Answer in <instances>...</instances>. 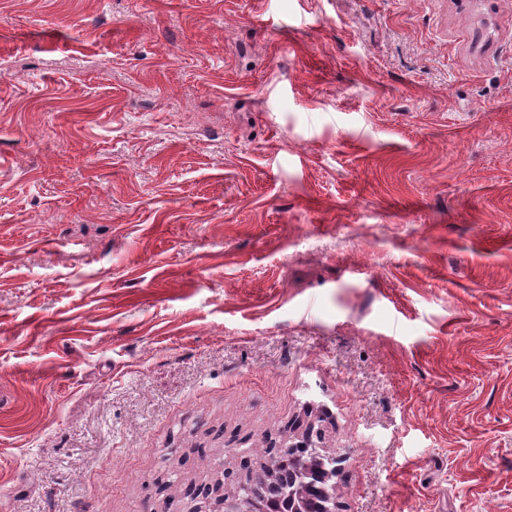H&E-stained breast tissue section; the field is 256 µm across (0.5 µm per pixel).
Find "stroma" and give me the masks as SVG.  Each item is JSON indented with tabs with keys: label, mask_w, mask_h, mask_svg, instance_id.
<instances>
[{
	"label": "stroma",
	"mask_w": 512,
	"mask_h": 512,
	"mask_svg": "<svg viewBox=\"0 0 512 512\" xmlns=\"http://www.w3.org/2000/svg\"><path fill=\"white\" fill-rule=\"evenodd\" d=\"M308 413L340 512H512V0H0V512Z\"/></svg>",
	"instance_id": "35a3bbf8"
}]
</instances>
